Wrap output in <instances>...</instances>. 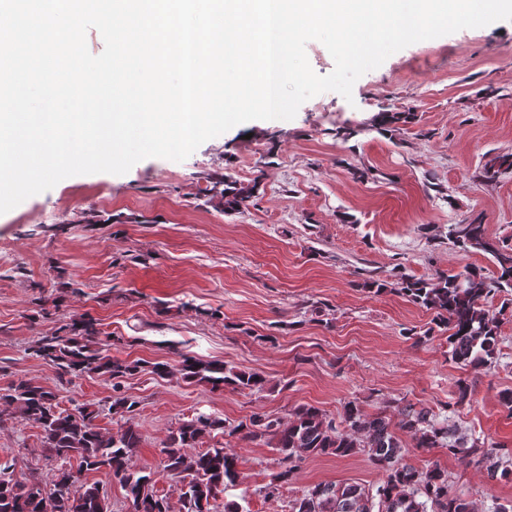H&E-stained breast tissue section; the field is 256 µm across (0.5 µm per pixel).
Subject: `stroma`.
<instances>
[{"label":"stroma","mask_w":512,"mask_h":512,"mask_svg":"<svg viewBox=\"0 0 512 512\" xmlns=\"http://www.w3.org/2000/svg\"><path fill=\"white\" fill-rule=\"evenodd\" d=\"M384 110L416 119L381 134L369 124ZM354 127L358 135L344 138ZM504 152H512V21L409 45L361 76L352 100L319 94L294 119L237 125L184 161L147 158L123 175L66 178L0 214V388L36 382L62 408L99 410V427L116 431L106 410L111 379H62L33 353L40 337L81 314L117 337L118 359L173 363L182 350L261 373L266 384L252 393L147 370L126 379L142 436L133 464L152 472L173 512L181 504L160 442L198 411L236 424L256 413L284 419L305 405L338 420L348 401L372 412L397 399L512 452V414L498 397L512 389V317L500 325L491 367L463 369L444 335L424 339L430 312L361 286L371 274L428 280L490 267L486 255L429 240L424 227L479 218L512 245V170L493 184L478 178ZM215 172L261 177L252 204L225 214L205 193ZM461 379L472 393L457 406ZM203 445L238 456V481L219 500L241 512H290L314 484L368 487L382 477L363 454L307 456L268 497L279 456L265 440L219 433ZM405 446L415 467L446 469L450 492L477 512L512 500V478L489 480L466 453ZM0 462L45 483L56 467L41 429L11 409L0 415Z\"/></svg>","instance_id":"35a3bbf8"}]
</instances>
